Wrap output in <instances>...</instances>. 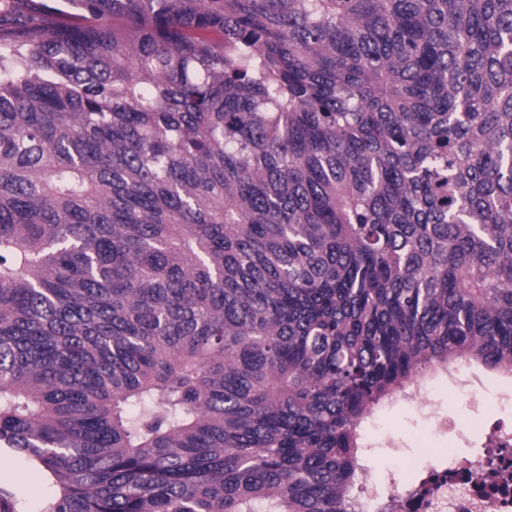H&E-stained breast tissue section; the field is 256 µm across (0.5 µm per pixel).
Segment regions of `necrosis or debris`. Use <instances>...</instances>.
Segmentation results:
<instances>
[{
	"label": "necrosis or debris",
	"mask_w": 512,
	"mask_h": 512,
	"mask_svg": "<svg viewBox=\"0 0 512 512\" xmlns=\"http://www.w3.org/2000/svg\"><path fill=\"white\" fill-rule=\"evenodd\" d=\"M512 460V424L493 420L475 454L434 456L418 475L394 479L387 490L361 483L363 512H512V485L486 489L487 461L493 455Z\"/></svg>",
	"instance_id": "necrosis-or-debris-1"
}]
</instances>
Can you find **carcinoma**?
<instances>
[{
	"mask_svg": "<svg viewBox=\"0 0 512 512\" xmlns=\"http://www.w3.org/2000/svg\"><path fill=\"white\" fill-rule=\"evenodd\" d=\"M60 2L0 0L41 512H352L377 408L512 380V0Z\"/></svg>",
	"mask_w": 512,
	"mask_h": 512,
	"instance_id": "obj_1",
	"label": "carcinoma"
}]
</instances>
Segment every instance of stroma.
<instances>
[{
    "label": "stroma",
    "instance_id": "35a3bbf8",
    "mask_svg": "<svg viewBox=\"0 0 512 512\" xmlns=\"http://www.w3.org/2000/svg\"><path fill=\"white\" fill-rule=\"evenodd\" d=\"M442 400L436 407H417L411 401L399 399L379 408L368 428V440L374 451L366 460L372 482L387 487L392 476L398 475L405 464L422 469L426 461L417 456L420 448L452 450L460 456L470 455L483 438L486 425L500 417L499 408L490 402L475 401L468 405L456 401L448 379H440ZM466 426L470 445L456 441L450 433L437 431L441 419ZM400 448V456H392V448ZM0 487L13 490L24 500L28 512H39L51 492L46 475L36 466L12 451L0 449Z\"/></svg>",
    "mask_w": 512,
    "mask_h": 512
}]
</instances>
